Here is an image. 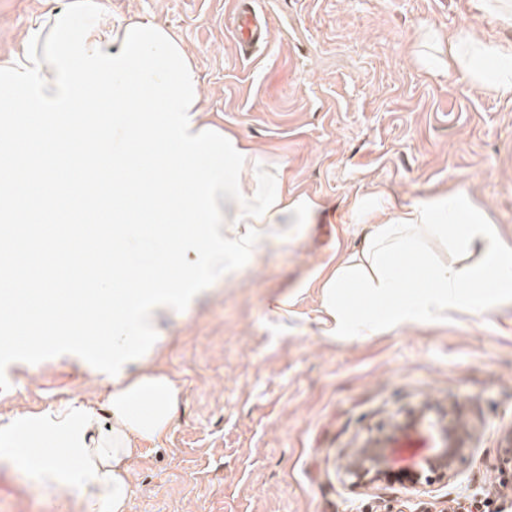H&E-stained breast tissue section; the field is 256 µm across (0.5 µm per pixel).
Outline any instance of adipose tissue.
Returning <instances> with one entry per match:
<instances>
[{"label":"adipose tissue","mask_w":512,"mask_h":512,"mask_svg":"<svg viewBox=\"0 0 512 512\" xmlns=\"http://www.w3.org/2000/svg\"><path fill=\"white\" fill-rule=\"evenodd\" d=\"M418 60L428 72L457 69L477 90L512 95V41L461 31L449 34L444 56L422 52ZM216 206L222 236L256 257L268 243H294L293 225L314 223L317 216L312 200L286 190L260 222L242 216L238 199L221 198ZM353 211L369 220V231L360 250L340 259L323 280V336L363 341L457 314L489 313L512 297V243L465 189L428 193L392 213L377 192L359 198ZM433 239L456 248L480 245L484 259L462 266L431 256L425 244ZM179 394L152 360H129L107 395L108 432H100L98 410L88 402L27 415L1 429L0 440L12 449L52 440L55 453L36 456L31 467L36 481L74 491L88 512H127L131 462L142 444L165 437Z\"/></svg>","instance_id":"1"}]
</instances>
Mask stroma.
Instances as JSON below:
<instances>
[{"instance_id": "obj_1", "label": "stroma", "mask_w": 512, "mask_h": 512, "mask_svg": "<svg viewBox=\"0 0 512 512\" xmlns=\"http://www.w3.org/2000/svg\"><path fill=\"white\" fill-rule=\"evenodd\" d=\"M70 0H0V61L35 21ZM115 18L171 28L192 56L211 124L285 165L288 190L318 206L296 248L273 245L232 287L173 313L157 365L180 391L166 440L132 464L129 512H399L408 490L351 487L352 448L423 405L463 414L474 451L457 479L434 484L418 512H448L494 493L512 501V301L478 317L396 329L363 342L322 336L317 273L359 248V198L393 206L465 187L512 242V98L417 62L423 27L512 40L474 0H282L266 48L241 57L232 0H101ZM290 298L289 314L273 303ZM0 426L63 404L105 403L74 359L7 365ZM0 512H85L0 459Z\"/></svg>"}]
</instances>
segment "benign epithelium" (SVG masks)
<instances>
[{"label":"benign epithelium","mask_w":512,"mask_h":512,"mask_svg":"<svg viewBox=\"0 0 512 512\" xmlns=\"http://www.w3.org/2000/svg\"><path fill=\"white\" fill-rule=\"evenodd\" d=\"M423 427L438 444L436 448L418 456L408 468L397 469L393 466V449L374 448L370 441L353 449L346 460L344 471L351 479L354 488H365L378 483L399 484L409 491L418 492L424 486H431L459 474V465L465 461L466 452L472 439L470 431H465L452 440L453 426L447 421L426 419Z\"/></svg>","instance_id":"7a95c632"}]
</instances>
